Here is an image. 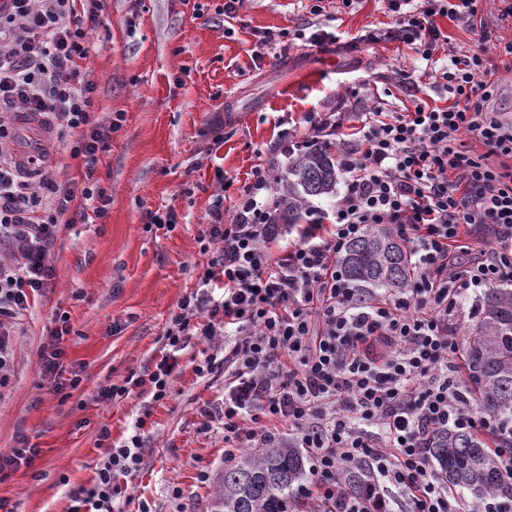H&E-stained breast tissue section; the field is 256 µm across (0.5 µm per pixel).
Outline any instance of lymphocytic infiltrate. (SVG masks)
<instances>
[{
    "mask_svg": "<svg viewBox=\"0 0 512 512\" xmlns=\"http://www.w3.org/2000/svg\"><path fill=\"white\" fill-rule=\"evenodd\" d=\"M485 0H387L383 34L432 62L448 36L440 18L473 28L476 40L437 71L444 104L421 97L415 68L400 70L408 104L376 107L339 141L344 190L284 242L271 193L273 168L259 169L225 217L216 195L198 233L206 255L198 283L170 311L143 371L101 386L114 402L144 395V415L113 442L101 428L102 463L91 486L69 491L70 512H114L120 477L138 470L145 414L172 396L179 356L191 342L223 341L194 372L224 371V401L199 410V424L224 431V459L287 441L304 449L310 478L295 497L306 512H512L490 494L476 502L448 489L427 438L443 430L488 436L501 477L512 484V431L474 409L459 375V316L468 291L512 283V114L495 102L500 84L486 63L491 27ZM106 0H0V385L12 346L6 320L56 275L52 248L63 229L104 218L111 196L97 171L117 121L95 116L96 84L85 62ZM25 112L65 139L80 180L43 173L44 154L19 139ZM384 225L408 245V288L355 305L338 259L367 229ZM222 296H215V289ZM59 315L40 365L69 396ZM400 498H392L391 488Z\"/></svg>",
    "mask_w": 512,
    "mask_h": 512,
    "instance_id": "lymphocytic-infiltrate-1",
    "label": "lymphocytic infiltrate"
}]
</instances>
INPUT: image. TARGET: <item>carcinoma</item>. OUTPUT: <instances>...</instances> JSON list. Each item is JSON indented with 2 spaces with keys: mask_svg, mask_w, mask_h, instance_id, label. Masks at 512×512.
Returning <instances> with one entry per match:
<instances>
[{
  "mask_svg": "<svg viewBox=\"0 0 512 512\" xmlns=\"http://www.w3.org/2000/svg\"><path fill=\"white\" fill-rule=\"evenodd\" d=\"M288 221L299 218L309 199L332 193L336 158L326 149L305 152L288 166ZM355 303L362 305L410 283L413 261L402 241L383 226L353 241L340 260ZM464 360L479 391L482 410L512 423V288H491L480 318L468 333ZM431 448L448 484L476 495L501 493L504 481L478 435L444 431ZM303 476V458L293 444L257 448L224 470L216 490L215 512H287L288 500Z\"/></svg>",
  "mask_w": 512,
  "mask_h": 512,
  "instance_id": "carcinoma-1",
  "label": "carcinoma"
}]
</instances>
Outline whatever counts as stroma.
Returning <instances> with one entry per match:
<instances>
[{
    "instance_id": "obj_1",
    "label": "stroma",
    "mask_w": 512,
    "mask_h": 512,
    "mask_svg": "<svg viewBox=\"0 0 512 512\" xmlns=\"http://www.w3.org/2000/svg\"><path fill=\"white\" fill-rule=\"evenodd\" d=\"M194 18L191 0H108V26L95 35L89 67L97 84L98 120L121 116L112 150L99 166L112 199L104 219L61 233L52 261L56 277L30 299L8 327L13 365L0 387V453L17 436L38 448L33 467H20L0 483L10 512H69V485L90 484L101 463L98 431L112 441L127 438L141 416L138 395L103 403L100 386L142 370L157 348L170 310L196 285L202 256L197 242L219 180L227 197L252 182L254 170L276 163L286 176L289 160L275 153L281 125L293 123L297 140L308 139L310 112L346 116L385 103L401 108L399 66L415 57L389 40L362 42V35L390 21L384 0H246L234 20L202 0ZM315 19L318 26L352 40L328 52L290 50L254 63L257 34L275 35ZM32 143L42 144L49 171L80 178L81 165L38 125L22 123ZM175 209L173 229L147 231L149 213ZM68 313L72 332L60 342L67 370L81 377L71 397L60 399L53 375L38 355L53 344L57 314ZM202 345L180 358L173 396L146 418L151 439L138 472L120 480L119 512H212L213 492L224 471L223 430L202 431L198 409L220 403L224 376L197 378L193 367Z\"/></svg>"
}]
</instances>
